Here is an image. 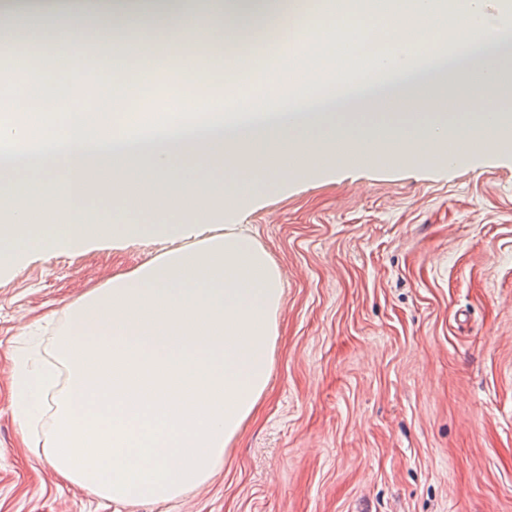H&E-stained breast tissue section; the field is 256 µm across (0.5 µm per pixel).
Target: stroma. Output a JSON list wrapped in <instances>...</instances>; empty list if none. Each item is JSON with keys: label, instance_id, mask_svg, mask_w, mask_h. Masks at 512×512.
<instances>
[{"label": "stroma", "instance_id": "obj_1", "mask_svg": "<svg viewBox=\"0 0 512 512\" xmlns=\"http://www.w3.org/2000/svg\"><path fill=\"white\" fill-rule=\"evenodd\" d=\"M41 6L43 28L18 30L22 56L0 64L26 85H56V48L73 6ZM154 0L78 43L70 85H97L116 106L82 99L90 118L181 112L163 90L176 59L145 53L114 68L128 44L173 41ZM236 44L200 38L210 96L294 73L310 82V45L287 55L234 21ZM16 48V49H17ZM249 225L284 276L270 389L223 468L164 504L107 505L58 480L22 442L11 404L23 336L61 325L89 289L158 255L164 243L111 241L26 255L0 267V512H512V144L462 165L386 160L313 174L248 202Z\"/></svg>", "mask_w": 512, "mask_h": 512}]
</instances>
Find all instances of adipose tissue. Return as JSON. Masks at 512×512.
Instances as JSON below:
<instances>
[{"instance_id":"adipose-tissue-1","label":"adipose tissue","mask_w":512,"mask_h":512,"mask_svg":"<svg viewBox=\"0 0 512 512\" xmlns=\"http://www.w3.org/2000/svg\"><path fill=\"white\" fill-rule=\"evenodd\" d=\"M392 16L393 32L424 46L417 79L442 66L447 89L422 86L424 112H331L329 93L280 85L271 107L172 112L136 140L112 120L73 119L45 140L0 114V155L50 161L30 193L0 179V265L28 251L80 249L109 238L170 241V249L84 294L58 330L49 362L17 365L12 406L26 445H41L57 476L109 503L177 499L207 483L269 390L283 278L268 251L233 219L241 202L316 170L377 158L456 163L512 140L503 83H476L463 60L503 67L512 4L486 0H334L332 27H312L319 46L346 35L355 13ZM495 117L497 135L466 148L463 127ZM344 141L346 152L336 150ZM271 176L243 180L258 158ZM104 178L89 180L95 162ZM110 191L111 221L88 224L71 199Z\"/></svg>"}]
</instances>
